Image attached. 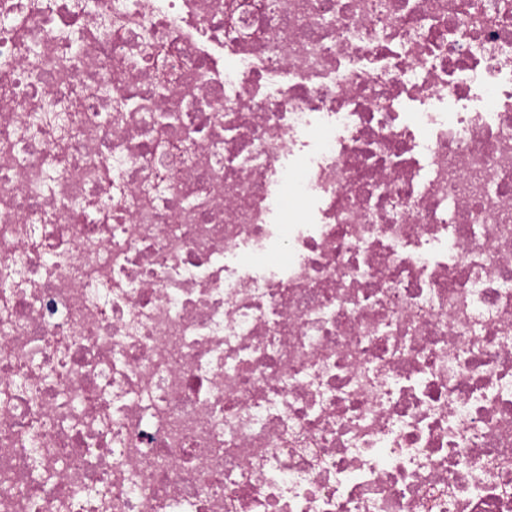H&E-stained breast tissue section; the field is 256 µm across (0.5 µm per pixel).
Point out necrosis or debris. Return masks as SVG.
Listing matches in <instances>:
<instances>
[{"instance_id":"4bbe7bcc","label":"necrosis or debris","mask_w":512,"mask_h":512,"mask_svg":"<svg viewBox=\"0 0 512 512\" xmlns=\"http://www.w3.org/2000/svg\"><path fill=\"white\" fill-rule=\"evenodd\" d=\"M0 512H512V0H0Z\"/></svg>"}]
</instances>
